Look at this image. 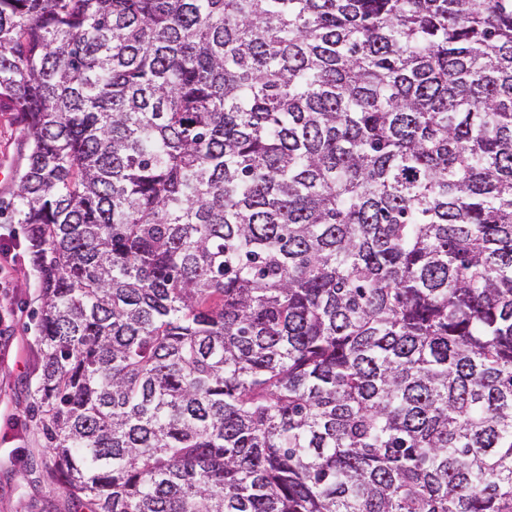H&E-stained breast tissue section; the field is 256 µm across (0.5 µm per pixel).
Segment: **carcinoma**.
Returning <instances> with one entry per match:
<instances>
[{"instance_id":"cac0c4a2","label":"carcinoma","mask_w":512,"mask_h":512,"mask_svg":"<svg viewBox=\"0 0 512 512\" xmlns=\"http://www.w3.org/2000/svg\"><path fill=\"white\" fill-rule=\"evenodd\" d=\"M31 417L89 512H512V0H0Z\"/></svg>"}]
</instances>
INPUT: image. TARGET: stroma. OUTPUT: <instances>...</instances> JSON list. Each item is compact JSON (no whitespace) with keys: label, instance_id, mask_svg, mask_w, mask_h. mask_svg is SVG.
Instances as JSON below:
<instances>
[{"label":"stroma","instance_id":"obj_1","mask_svg":"<svg viewBox=\"0 0 512 512\" xmlns=\"http://www.w3.org/2000/svg\"><path fill=\"white\" fill-rule=\"evenodd\" d=\"M24 127L15 113L0 110V195L9 193L23 169ZM0 512H42L54 501L56 512H88L42 480L43 448L28 409L39 375V279L23 225L0 223Z\"/></svg>","mask_w":512,"mask_h":512}]
</instances>
